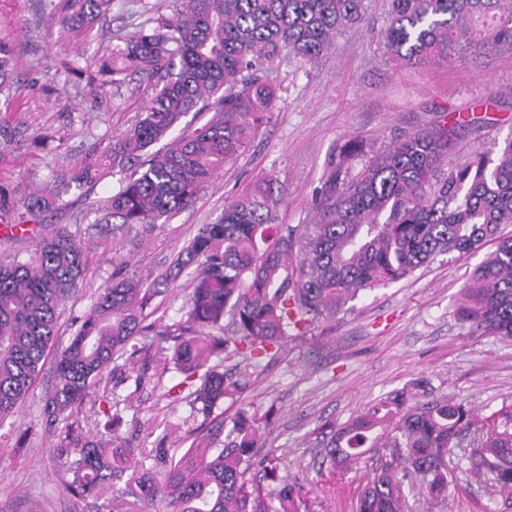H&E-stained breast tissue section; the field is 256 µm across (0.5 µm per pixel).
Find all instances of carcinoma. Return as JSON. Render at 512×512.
<instances>
[{
    "label": "carcinoma",
    "instance_id": "obj_1",
    "mask_svg": "<svg viewBox=\"0 0 512 512\" xmlns=\"http://www.w3.org/2000/svg\"><path fill=\"white\" fill-rule=\"evenodd\" d=\"M378 39L402 66L512 53V0H387ZM58 42L77 43L112 9V0H49ZM172 16L116 37L91 94L108 106L107 87L129 83L146 99L130 125L81 162L62 164L21 205L0 184V213L18 223L55 208L74 189L114 172L129 175L100 201L95 223L112 233L152 230L192 206L224 164L236 159L275 107L272 64L286 55L317 64L352 26L370 20L372 0H170ZM16 56L0 40V98L15 94ZM194 112L201 127L171 133ZM458 117L394 139L356 170L365 154L349 139L316 197L313 224H278L287 188L271 175L256 180L199 226L169 266L152 279L117 272L75 319L55 358V383L43 400V432L59 435L64 489L106 499L109 512H309L300 486L279 479L280 456L265 449L268 421L244 411L224 415V399L243 392L252 369L289 332L302 336L360 293L397 283L442 254L473 253L488 239L497 250L462 288L460 321L512 340V137L446 164L460 132ZM88 258L65 228L42 237L32 256L0 261V418L24 406L57 335L62 302L86 287ZM185 279L179 319L145 323L159 294ZM123 358L122 366L115 365ZM236 360L230 369L224 361ZM183 376L189 414L155 421L163 437L187 445L175 459L155 449L160 476L121 438L115 412L106 431L90 434L97 406L114 399L136 410L148 386ZM219 417L224 442L190 427ZM472 442L471 472L512 500V414L478 419L462 403L417 392L379 399L322 437L321 465L344 472L362 461L372 469L359 512H403L405 488L428 502L448 499V457ZM125 480V488L112 485Z\"/></svg>",
    "mask_w": 512,
    "mask_h": 512
}]
</instances>
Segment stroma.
Wrapping results in <instances>:
<instances>
[{
	"mask_svg": "<svg viewBox=\"0 0 512 512\" xmlns=\"http://www.w3.org/2000/svg\"><path fill=\"white\" fill-rule=\"evenodd\" d=\"M386 0H375L371 22L349 29L317 66L281 60L273 67L279 99L267 121L236 161L225 165L193 206L151 233H111L95 226L88 210L111 194L118 176L93 188L69 193L61 209L46 212L25 236L0 235V253L28 257L40 237L59 227L77 234L89 251L88 288L63 306L58 347L72 333L71 320L105 286L119 264L147 276L167 266L199 225L215 220L226 202L258 177L272 174L288 187L279 207L283 224H310L316 218V194L331 161L344 143L360 138L380 150L395 137L439 120L441 114L475 116L476 122L449 154L463 162L472 149L489 147L512 136V54L449 64L399 66L380 45ZM150 13L144 0H112L92 35L75 47L58 45L56 30L44 15L42 0H0V39L19 53L21 88L11 102L0 101V121L16 129L13 142L0 145V182L24 196L64 156L80 159L94 144L130 124L143 99L122 88L110 107L71 89L69 62L84 68L106 54L112 39ZM489 110H481L485 97ZM49 136L46 148L35 147ZM496 248L487 241L474 253L444 254L397 283L364 292L336 316L302 336L288 337L255 368L251 386L225 400L227 412L244 409L268 414L264 438L277 449L280 478L304 485L311 512H357L359 495L371 466L322 469L315 433L324 423L343 426L379 398L424 381L433 396L461 402L479 417L512 410V341L473 332L455 307L474 269ZM54 364L46 362L23 408L0 419V512H100L98 502L77 498L60 484L57 438L41 429L40 401L49 392ZM135 420L122 435L143 450L144 468L154 471L153 448L180 456L184 445L147 432L158 412L179 421L188 406L145 389ZM471 448L461 443L449 468L453 482L445 503L432 505L408 498L405 512H512V506L469 472Z\"/></svg>",
	"mask_w": 512,
	"mask_h": 512,
	"instance_id": "1",
	"label": "stroma"
}]
</instances>
